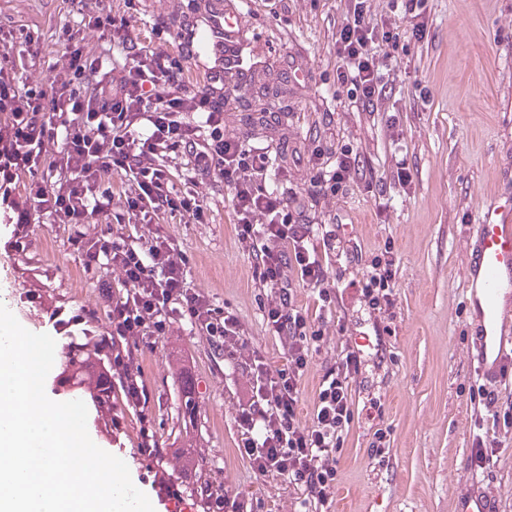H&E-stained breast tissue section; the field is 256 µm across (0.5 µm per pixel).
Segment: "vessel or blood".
Returning <instances> with one entry per match:
<instances>
[{
  "label": "vessel or blood",
  "mask_w": 512,
  "mask_h": 512,
  "mask_svg": "<svg viewBox=\"0 0 512 512\" xmlns=\"http://www.w3.org/2000/svg\"><path fill=\"white\" fill-rule=\"evenodd\" d=\"M506 187L484 204L466 244L469 349L486 387L512 378V166ZM454 512H498L480 482L463 478L450 488Z\"/></svg>",
  "instance_id": "vessel-or-blood-1"
}]
</instances>
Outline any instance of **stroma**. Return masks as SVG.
I'll use <instances>...</instances> for the list:
<instances>
[{"label":"stroma","mask_w":512,"mask_h":512,"mask_svg":"<svg viewBox=\"0 0 512 512\" xmlns=\"http://www.w3.org/2000/svg\"><path fill=\"white\" fill-rule=\"evenodd\" d=\"M326 14L320 0H288L287 13L276 18L261 0H250L238 18L243 34L237 47L245 65H268L253 70L252 84L275 85L285 93L287 110L270 123L268 138L287 142L284 163L292 169L294 188H302L306 173L294 153L302 149L308 125L331 112L345 124L351 143L362 146L367 170L390 204L386 221H378L374 196L358 185L319 206L336 214L365 252L392 239L398 266L394 330L382 337L392 362L388 374L374 375L372 382L383 398L390 450L383 461L370 459L371 423L355 417L332 510L452 512L449 489L470 470L471 389L478 384L466 330V236L496 189L502 165L512 162V0H429L425 37L410 42L402 54L390 98L400 113L402 136L394 154L382 113H354L345 93L322 80L336 62ZM398 155L412 174L406 191L392 177ZM164 230L189 258L190 288L237 313L254 344L278 365L274 340L248 284L250 263L236 245L230 204L221 205L215 223L168 224ZM30 231L32 249L18 253L11 225L0 223V304L25 329L49 334L61 345L79 337V328L54 329L46 306L27 302V293L42 294L69 311L95 308L97 298L63 230L41 223ZM176 346L194 360L198 424L190 432L209 484L249 496L253 512H285L291 487L257 478L237 451L238 373L198 333L157 343L141 362L150 390L147 409L158 434L170 432L182 398V374L170 358ZM87 429L97 446L126 462L155 512H168L166 491L155 478L175 480L182 458L172 452L145 458L131 420L113 430L102 413L92 411ZM477 477L498 495L500 512H512V434H500L493 461Z\"/></svg>","instance_id":"1"}]
</instances>
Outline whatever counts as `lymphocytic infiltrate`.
<instances>
[{
  "mask_svg": "<svg viewBox=\"0 0 512 512\" xmlns=\"http://www.w3.org/2000/svg\"><path fill=\"white\" fill-rule=\"evenodd\" d=\"M62 22L44 46L40 29L0 18V223L14 227V246L32 247L30 225L49 218L68 233L98 297L112 339V378L132 398L135 375L156 337L199 330L225 361L242 370L234 395L238 449L254 474L287 481L302 512H331L340 457L357 407L382 414L365 391L364 351L351 333L350 309L374 335L396 306V255L385 241L371 257L346 239L335 219L310 222L321 201L361 182V153L318 136L306 148L301 192L267 187L290 181L266 147L224 133V102L245 88L224 64V18L210 12L208 51L193 43L158 53L163 36L184 31L180 17L130 32L121 8L135 0H63ZM366 0H336L327 40L335 82L352 103L379 112L400 63V26L425 32L428 0H389L376 18ZM101 52L85 51L88 33ZM45 65L42 79L29 72ZM229 190L239 250L281 364L252 344L239 317L187 285L189 258L168 237L131 238L122 225L206 224L212 201L203 185ZM350 276L333 275L334 267ZM312 301L298 300V288ZM331 365L319 382L310 420H302V385L314 355Z\"/></svg>",
  "mask_w": 512,
  "mask_h": 512,
  "instance_id": "lymphocytic-infiltrate-1",
  "label": "lymphocytic infiltrate"
}]
</instances>
